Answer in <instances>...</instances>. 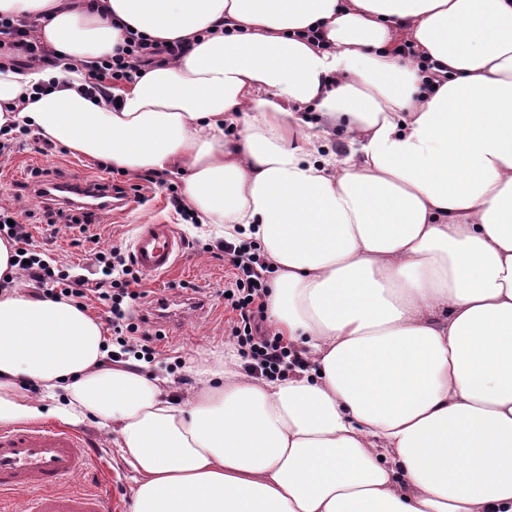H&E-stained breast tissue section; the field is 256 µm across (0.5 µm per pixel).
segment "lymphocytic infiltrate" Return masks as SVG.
<instances>
[{"label":"lymphocytic infiltrate","mask_w":512,"mask_h":512,"mask_svg":"<svg viewBox=\"0 0 512 512\" xmlns=\"http://www.w3.org/2000/svg\"><path fill=\"white\" fill-rule=\"evenodd\" d=\"M35 25L29 21L0 16V52L8 54L20 67L37 64L54 66L52 52L34 35ZM184 49L181 42L157 43L138 34H130L121 48L110 56L90 62L87 67L89 86L94 93L111 95L113 89L130 82L138 68L156 60L176 58ZM43 201L46 219L45 231L56 237L60 225H78L81 233H89L94 223L90 212L71 213L52 207L50 180H41L36 191ZM24 211L0 207V237L10 239L16 246L19 260L17 271L28 281L38 285L42 296L67 300L78 306L94 302L108 324L113 341L120 351L140 359H150L156 353L151 339L135 315L147 293L141 288L143 273L137 267L129 248L115 246L109 249H91L89 264L97 271L96 277L72 274L45 261L34 249L33 235L26 223ZM225 262L233 265L234 278L228 286L226 299L236 317L228 326L242 356L249 367L271 376H285L291 365L300 364V357L290 356L281 338L261 333L256 305L262 304L269 288L270 278L264 275L265 260L259 248L252 243L223 242Z\"/></svg>","instance_id":"obj_1"}]
</instances>
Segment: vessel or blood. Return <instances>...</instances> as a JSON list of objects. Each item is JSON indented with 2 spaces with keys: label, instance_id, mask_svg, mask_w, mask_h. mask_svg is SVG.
<instances>
[{
  "label": "vessel or blood",
  "instance_id": "vessel-or-blood-1",
  "mask_svg": "<svg viewBox=\"0 0 512 512\" xmlns=\"http://www.w3.org/2000/svg\"><path fill=\"white\" fill-rule=\"evenodd\" d=\"M183 250L174 225H139L133 241L137 266L149 275L170 272ZM87 463L81 435L56 426L0 430V499L30 492L28 512H102L101 496L69 489Z\"/></svg>",
  "mask_w": 512,
  "mask_h": 512
}]
</instances>
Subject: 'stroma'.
<instances>
[{
    "label": "stroma",
    "mask_w": 512,
    "mask_h": 512,
    "mask_svg": "<svg viewBox=\"0 0 512 512\" xmlns=\"http://www.w3.org/2000/svg\"><path fill=\"white\" fill-rule=\"evenodd\" d=\"M36 170L52 178L61 177L75 182L97 180L102 176L96 161L74 155L59 145L44 154L25 145L11 154L0 156V206L28 211L29 222L34 226L45 223L43 212L31 192L34 183L32 173ZM145 195V203L133 201L121 210L98 214L91 230L98 234L101 247L130 244L137 225L150 221L176 224L178 232L189 240L196 238L213 245L223 240L221 226L177 224L165 189L156 186L146 190ZM232 276V267L224 261L189 248L170 276H148L142 282L143 290L154 298L164 296L179 300L183 297L184 287L194 286L202 289L210 300L208 315L185 314L180 330L154 339L157 349L154 364L166 374L176 395L185 396L193 392L192 385L181 382L182 377L189 374V358L224 348L227 340L224 328L232 317L224 307V287ZM80 432L88 442V461L75 479L74 488L101 494L110 504L116 505V512H131L133 480L115 452L111 431L91 421L81 427Z\"/></svg>",
    "instance_id": "1"
}]
</instances>
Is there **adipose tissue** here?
<instances>
[{"label":"adipose tissue","mask_w":512,"mask_h":512,"mask_svg":"<svg viewBox=\"0 0 512 512\" xmlns=\"http://www.w3.org/2000/svg\"><path fill=\"white\" fill-rule=\"evenodd\" d=\"M0 16L40 18L62 59L0 71V127L178 176L201 223L260 245L266 325L306 359L255 376L228 344L182 398L108 360L89 311L0 286V425L98 419L135 474L131 512H512V0ZM131 31L189 49L90 97L86 63Z\"/></svg>","instance_id":"1"}]
</instances>
